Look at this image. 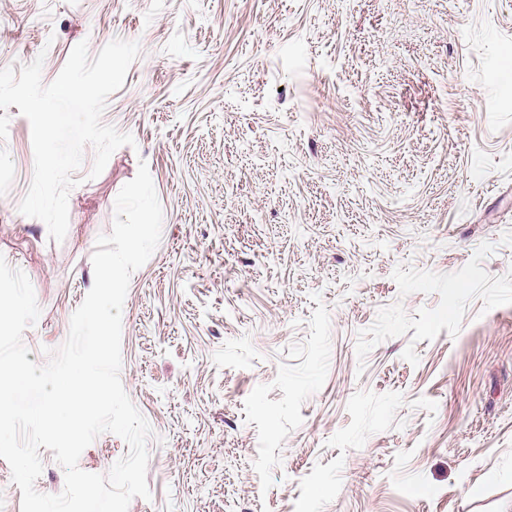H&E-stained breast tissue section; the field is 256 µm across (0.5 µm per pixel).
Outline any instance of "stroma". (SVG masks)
<instances>
[{
	"instance_id": "1",
	"label": "stroma",
	"mask_w": 512,
	"mask_h": 512,
	"mask_svg": "<svg viewBox=\"0 0 512 512\" xmlns=\"http://www.w3.org/2000/svg\"><path fill=\"white\" fill-rule=\"evenodd\" d=\"M132 134L68 198L18 205L31 124L0 142V256L66 340L99 235L146 163L162 237L122 312L150 424L128 512H512V0H0V68L113 39ZM112 433L82 453L108 473Z\"/></svg>"
}]
</instances>
